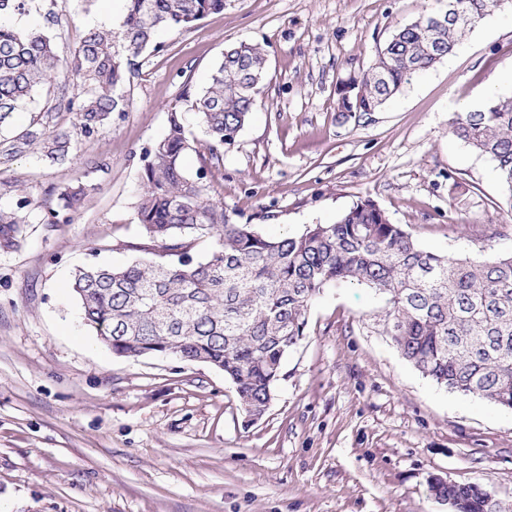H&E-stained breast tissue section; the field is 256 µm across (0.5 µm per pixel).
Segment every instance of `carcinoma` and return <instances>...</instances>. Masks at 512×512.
I'll use <instances>...</instances> for the list:
<instances>
[{
    "label": "carcinoma",
    "instance_id": "carcinoma-1",
    "mask_svg": "<svg viewBox=\"0 0 512 512\" xmlns=\"http://www.w3.org/2000/svg\"><path fill=\"white\" fill-rule=\"evenodd\" d=\"M27 9L28 0H0V126L37 87L62 75L79 81L78 93L63 105L73 114L71 127L30 128L0 149V157L37 146L59 160L74 136L95 138L112 113L125 111L136 59L159 50L161 31L188 30L224 12V0H126L117 29L86 32L66 58L45 32L4 21ZM496 9L497 0H448L447 10L396 27L374 64L350 78L354 93L339 90L338 111H377ZM433 17L441 23H429ZM265 62L263 47L231 45L207 87L193 96L184 86L207 140L189 138L182 113L173 110L166 134L144 148L135 214L147 236L143 250L156 260L78 268L72 290L85 325L120 357L165 352L211 364L233 382L242 408L265 411L313 301L331 284L356 283L380 297L381 333L424 377L450 393L512 409V254L473 261L429 252L370 198L332 224L270 238L235 222L212 194L209 169L249 121ZM450 128L494 162L512 195V97L485 99L455 114ZM188 151L201 159L193 173L182 163ZM85 197V186H67L53 207L18 193L13 209L0 208V240L12 243L22 210L42 209L46 224L68 223ZM206 241L208 251L196 256L195 247ZM439 492L458 512H512L476 483L451 482Z\"/></svg>",
    "mask_w": 512,
    "mask_h": 512
}]
</instances>
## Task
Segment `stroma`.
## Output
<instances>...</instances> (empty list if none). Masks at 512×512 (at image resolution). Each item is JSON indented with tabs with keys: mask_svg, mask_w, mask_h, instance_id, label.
<instances>
[{
	"mask_svg": "<svg viewBox=\"0 0 512 512\" xmlns=\"http://www.w3.org/2000/svg\"><path fill=\"white\" fill-rule=\"evenodd\" d=\"M445 0H224L192 29L165 31L126 88L128 106L61 161L31 148L0 165L16 189L86 185L70 223L26 212L0 246V512H448L432 478L475 482L512 505V410L448 392L405 362L367 287L313 302L273 399L245 421L233 384L203 362L119 357L83 324L77 268L145 259L135 219L140 154L171 110L202 131L183 85L204 88L226 45L268 51L250 120L210 181L240 224L270 237L329 224L359 199L425 249L476 261L512 254V195L493 162L452 136L454 113L512 96V8L486 16L380 110L343 118L339 88L368 69L395 26ZM124 0H31L66 56L93 27H118ZM72 80L37 89L10 142L44 120ZM105 163L98 171L97 163Z\"/></svg>",
	"mask_w": 512,
	"mask_h": 512,
	"instance_id": "1",
	"label": "stroma"
}]
</instances>
